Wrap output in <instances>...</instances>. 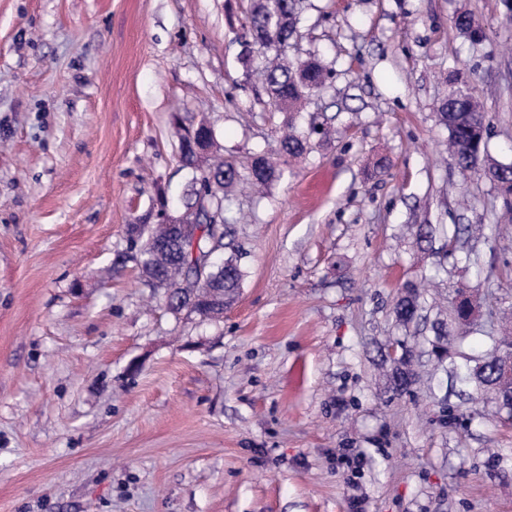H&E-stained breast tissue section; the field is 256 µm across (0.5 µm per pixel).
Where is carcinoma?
<instances>
[{
  "label": "carcinoma",
  "mask_w": 512,
  "mask_h": 512,
  "mask_svg": "<svg viewBox=\"0 0 512 512\" xmlns=\"http://www.w3.org/2000/svg\"><path fill=\"white\" fill-rule=\"evenodd\" d=\"M296 0H255L249 16L250 31L254 44L261 46L272 35H291L297 28ZM473 18L461 13L455 19L457 31L473 41L485 37L482 29L470 31ZM265 89L269 97L281 100L290 112L302 110L310 91L325 83L329 72L316 59H290L282 50L275 51L264 67ZM441 121L448 130V152L455 159L460 171L467 175L496 176V184L506 195L512 194V176L501 177L502 163L491 158L485 149L488 122L485 112L472 98L467 88L458 87L449 94V101L441 110ZM179 139V159L191 169L192 178L183 195V207L194 216V224L200 231L198 238L188 237L183 243L174 242L170 229L157 224L150 238L141 243V249L132 256L141 266L146 284L155 289H174L195 301L187 309L201 317L209 318L220 313L219 304L209 300L213 290L224 291V298L234 299L243 277L238 260L229 256L220 264L199 267L192 258V251L205 252L211 246V225L226 224L230 193L241 182V175L218 154L215 136L205 137L199 124L186 126L180 117L174 119ZM307 138L291 129L280 140V156L295 158L302 155ZM266 173H250L247 183L253 188H265L276 177V165L262 160ZM442 312L435 301L429 299L418 285L407 282L401 288L393 308L395 322L407 330L419 325L431 311ZM468 309L465 303L451 305L449 318H440L433 325V335L422 338L413 336L397 339L403 349L400 361L386 360L394 389L405 390L416 380L414 355L416 348L441 367L452 380L472 393L488 394L496 373L493 367L482 365L485 356L500 347L512 345L511 336L489 337L485 354H466L456 345V337L450 335L449 325L461 329L468 327Z\"/></svg>",
  "instance_id": "carcinoma-1"
}]
</instances>
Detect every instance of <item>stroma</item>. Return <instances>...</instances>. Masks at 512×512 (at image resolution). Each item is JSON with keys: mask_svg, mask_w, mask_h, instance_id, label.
I'll return each mask as SVG.
<instances>
[{"mask_svg": "<svg viewBox=\"0 0 512 512\" xmlns=\"http://www.w3.org/2000/svg\"><path fill=\"white\" fill-rule=\"evenodd\" d=\"M251 5L0 0V512H512V423L440 401L425 357L395 394L380 355L436 263L480 302L467 348L512 307V198L462 177L437 115L464 81L512 164V0H300L287 53L331 75L294 114L243 57ZM176 114L244 174L285 123L325 129L233 196L243 280L216 319L168 312L127 257L192 177ZM428 224L482 225L451 243L468 269Z\"/></svg>", "mask_w": 512, "mask_h": 512, "instance_id": "35a3bbf8", "label": "stroma"}]
</instances>
